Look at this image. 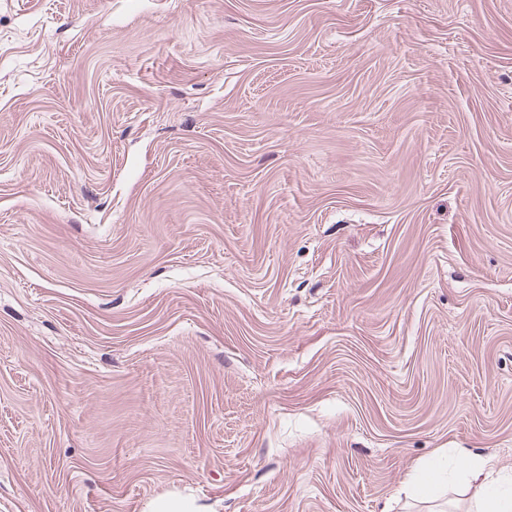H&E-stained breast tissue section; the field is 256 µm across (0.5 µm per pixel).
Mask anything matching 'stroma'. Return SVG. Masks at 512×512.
Masks as SVG:
<instances>
[{
    "label": "stroma",
    "mask_w": 512,
    "mask_h": 512,
    "mask_svg": "<svg viewBox=\"0 0 512 512\" xmlns=\"http://www.w3.org/2000/svg\"><path fill=\"white\" fill-rule=\"evenodd\" d=\"M512 493V0H0V512ZM459 463L460 469L470 481L482 478L484 481L482 482L481 480L479 482L481 486L487 487L490 484L488 482L489 472L487 470L490 467L489 459L480 454L465 453L460 456Z\"/></svg>",
    "instance_id": "1"
}]
</instances>
